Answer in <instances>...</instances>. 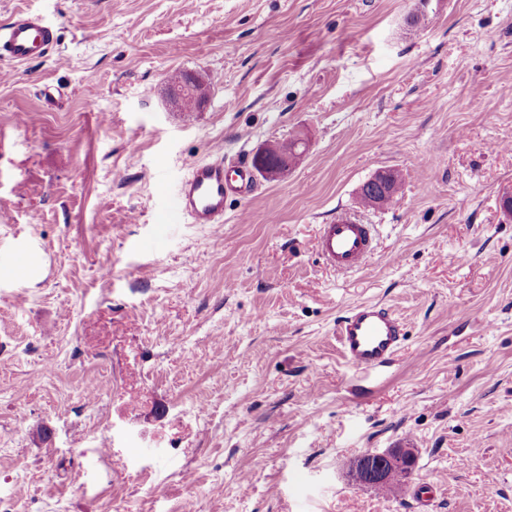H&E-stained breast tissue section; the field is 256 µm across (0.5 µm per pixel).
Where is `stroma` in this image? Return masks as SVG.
Wrapping results in <instances>:
<instances>
[{"instance_id": "1", "label": "stroma", "mask_w": 512, "mask_h": 512, "mask_svg": "<svg viewBox=\"0 0 512 512\" xmlns=\"http://www.w3.org/2000/svg\"><path fill=\"white\" fill-rule=\"evenodd\" d=\"M59 52L0 61L6 512H512V0H0ZM420 16L412 25V16ZM209 85L169 108L175 72ZM304 139L213 230L170 198L216 146ZM400 175L391 205L362 185ZM348 211L377 256L330 271ZM405 348L362 380L337 320ZM407 444L426 507L355 476ZM402 340V321L376 303L355 306L336 326L342 357L359 375L387 366L400 354Z\"/></svg>"}]
</instances>
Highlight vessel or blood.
I'll use <instances>...</instances> for the list:
<instances>
[{
	"mask_svg": "<svg viewBox=\"0 0 512 512\" xmlns=\"http://www.w3.org/2000/svg\"><path fill=\"white\" fill-rule=\"evenodd\" d=\"M57 42L55 29L41 17L22 15L0 28V57L15 62L44 58ZM254 187V167L247 158L228 164L219 154L192 167L177 185L173 206L190 223L218 227L224 222L225 200L246 196ZM317 248L333 270L354 271L374 252L372 227L357 223L349 214H338L330 223L319 225ZM402 340V321L376 303L355 306L336 326L342 357L360 375L387 366L400 354Z\"/></svg>",
	"mask_w": 512,
	"mask_h": 512,
	"instance_id": "1",
	"label": "vessel or blood"
}]
</instances>
